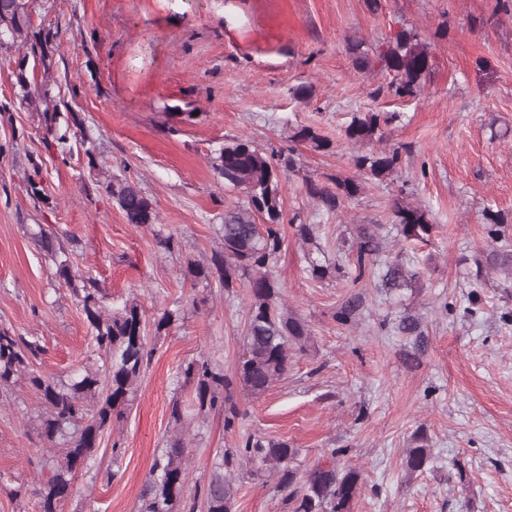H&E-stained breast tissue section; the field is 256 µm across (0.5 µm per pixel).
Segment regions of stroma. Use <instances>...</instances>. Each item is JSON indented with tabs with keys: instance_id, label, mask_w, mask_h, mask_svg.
Instances as JSON below:
<instances>
[{
	"instance_id": "obj_1",
	"label": "stroma",
	"mask_w": 512,
	"mask_h": 512,
	"mask_svg": "<svg viewBox=\"0 0 512 512\" xmlns=\"http://www.w3.org/2000/svg\"><path fill=\"white\" fill-rule=\"evenodd\" d=\"M32 20L59 32L50 68L27 76L47 83L68 141L48 145L43 105L17 98L15 63L28 47L1 49L0 327L40 337L36 368L56 381L106 366L36 237L43 226L105 305L138 301L153 351L133 405L61 512H137L174 432L172 400L193 402L182 369L205 358L235 376L248 285L185 275L221 250L224 213L244 200L209 162L232 138L295 158L281 177L284 242L271 272L280 306L311 340L266 393L237 392L232 430L219 412L186 420L185 497L207 485L217 450L255 435L298 448L299 471L332 457L339 472H357L350 512H512V0H378L374 10L368 0H35ZM403 29L417 33L429 68L420 92L400 97L379 52ZM364 112L389 120L358 147L344 130ZM73 115L81 125L71 129ZM304 126L329 149L296 141ZM397 146L390 176L355 165ZM117 179L150 200L155 225L127 222L106 191ZM348 179L359 190L334 211L306 191ZM399 204L427 211L429 242L399 234ZM490 210L504 217L508 246L491 238ZM299 224L315 227L324 278L307 270ZM158 228L174 251L157 245ZM366 232L380 251L360 271ZM390 261L406 274L395 288L383 282ZM166 310L179 316L156 331ZM38 412L26 378L0 395V512H40L36 490L53 468ZM420 445L431 460L408 473L407 451ZM230 480L234 512H292L251 463ZM18 486L24 494L10 497Z\"/></svg>"
}]
</instances>
